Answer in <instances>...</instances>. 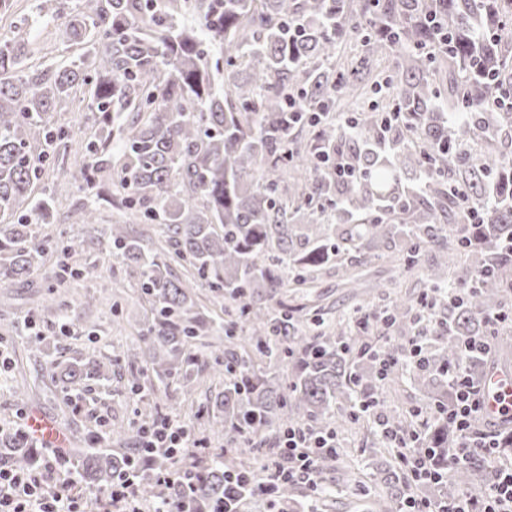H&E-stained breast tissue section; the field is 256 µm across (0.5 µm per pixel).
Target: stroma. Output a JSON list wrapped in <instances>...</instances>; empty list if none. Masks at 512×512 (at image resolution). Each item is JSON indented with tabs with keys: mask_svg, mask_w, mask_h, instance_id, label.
I'll list each match as a JSON object with an SVG mask.
<instances>
[{
	"mask_svg": "<svg viewBox=\"0 0 512 512\" xmlns=\"http://www.w3.org/2000/svg\"><path fill=\"white\" fill-rule=\"evenodd\" d=\"M26 24L37 38L34 62L61 63L75 47L66 35V21L40 17L38 0H11L8 10L0 12V32ZM86 153L71 138L55 140L50 148V162L43 177L50 187L54 210L49 221L33 218L31 229L37 238L70 244L77 250L80 263L102 265L103 284L72 279L58 284L54 276L55 253H48L30 277L7 288H0V354L8 364L0 370V432H12L21 413L36 411L54 422L71 440L72 447L92 452L91 437L98 423L106 426L139 423V410L156 408L159 416L189 423L197 438L218 453L223 440L213 437L209 420L213 409L210 399L224 389L220 377H205L192 399H184L176 385L156 384L151 374L140 378L139 394H131V369L126 352L137 341L150 311L140 297L136 279L126 272L120 260L109 255L105 232L120 221L121 214L106 202H98V223H80L77 208L84 194L60 178L62 168L84 160ZM391 251L379 249L376 257L359 264H332L316 275L312 287L286 288L265 296V304L285 307L301 319L316 317L335 325L339 319L352 318L356 311L382 313L392 302L417 300L426 290L424 274L441 250L421 246L416 255L417 269H407L403 262L390 258ZM96 297L94 306H79L70 314L46 310V299L56 295L59 302ZM76 350L86 359L112 360V376L92 383L83 390L82 400L72 391L63 390L52 378L51 364L60 347ZM422 370L407 368L401 380L377 387L374 397L381 417L393 413L411 414L430 405L419 389ZM349 403L336 405L335 425L341 448L331 474L335 498L328 501L301 489L297 512H375L365 489L380 478V471L392 463V453L377 454L381 441L377 427L368 418L351 419Z\"/></svg>",
	"mask_w": 512,
	"mask_h": 512,
	"instance_id": "obj_1",
	"label": "stroma"
}]
</instances>
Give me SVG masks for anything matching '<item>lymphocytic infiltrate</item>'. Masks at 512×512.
Returning <instances> with one entry per match:
<instances>
[{
	"mask_svg": "<svg viewBox=\"0 0 512 512\" xmlns=\"http://www.w3.org/2000/svg\"><path fill=\"white\" fill-rule=\"evenodd\" d=\"M455 386V400L448 418L460 434L457 450L448 455V465H461L470 452L492 459L491 477L478 492H462L453 501H434L414 495L406 496L401 512H512V465L496 462L498 439L495 433L476 429L475 419L485 411L489 394L484 381L472 379L462 363L446 366ZM387 447L396 451L395 462L409 472L415 484H439L446 471L430 463V451L421 449L419 430L393 429L380 423ZM192 429L179 421L164 418L143 426L141 448L152 453L167 450L176 462L169 470L156 472L157 482L179 485L191 491L190 475L183 464L186 454L199 447ZM339 442L335 430L314 432L308 427H288L272 443L271 463L263 476L246 472L224 482V512H235L238 496H257L275 503L278 486L283 482L301 481L316 489L317 455H337ZM66 459L57 449H47L40 466L34 471L0 468V512H139V484L145 476L141 459L129 457L126 470L115 475L109 487L97 493L93 509H86L75 481L65 473Z\"/></svg>",
	"mask_w": 512,
	"mask_h": 512,
	"instance_id": "obj_1",
	"label": "lymphocytic infiltrate"
}]
</instances>
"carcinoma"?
Here are the masks:
<instances>
[{
  "mask_svg": "<svg viewBox=\"0 0 512 512\" xmlns=\"http://www.w3.org/2000/svg\"><path fill=\"white\" fill-rule=\"evenodd\" d=\"M69 2L38 5L51 19L68 15L79 52L67 63L28 65L29 33H0V286L29 277L48 251L18 211L34 197L46 157L32 143L49 144L56 102L80 95L95 120L86 140L92 161L64 171L65 179L163 227L159 249L119 222L108 239L153 315L127 352L139 373L170 379L190 395L210 366L201 360L206 339L220 332L235 339L234 327L204 312L197 288L232 301L259 288H309L328 264L344 257L361 263L388 243L410 266L426 242L448 248L439 224L454 226V248L470 263L445 253L427 273L437 299L448 288L457 295L428 366L442 370L487 332L486 315L512 291V110L492 105L512 95V0H76L67 14ZM184 14L199 24L178 22ZM355 15L371 52L396 51L395 76L378 80L365 61H339L345 22ZM216 46L224 50L222 72L211 63ZM371 84L387 87L389 102L356 106V135L346 136L334 117H317ZM336 155L352 175L333 174ZM475 214L483 223L472 225ZM73 251L62 250L59 267L103 279L95 265L71 266ZM174 262L188 275H176ZM240 318L249 344L268 364L291 366L292 381L257 373L249 356L232 358L236 371H224V392L213 402V434L226 449L218 456L200 449L191 458L195 493L186 497L148 478L140 484L142 498L171 512H209L224 499L225 471L245 470L247 448L288 425L328 428L338 400L353 404L404 370L375 342V352L395 366L364 372L371 358L354 345L369 330L356 324L339 320L332 332L317 320L251 304ZM349 328L352 343H336ZM54 368L66 388L112 374V362L80 357ZM421 385L434 407H448L450 384L432 378ZM110 436L141 441L136 425ZM426 436L438 462H447L455 436L448 417ZM0 464L28 470L36 460L25 442L7 435ZM124 466L123 458L89 453L80 473L100 491ZM486 478L483 457L471 454L451 470L441 495L452 499ZM406 483L385 470L374 491L378 512H399Z\"/></svg>",
  "mask_w": 512,
  "mask_h": 512,
  "instance_id": "obj_1",
  "label": "carcinoma"
}]
</instances>
